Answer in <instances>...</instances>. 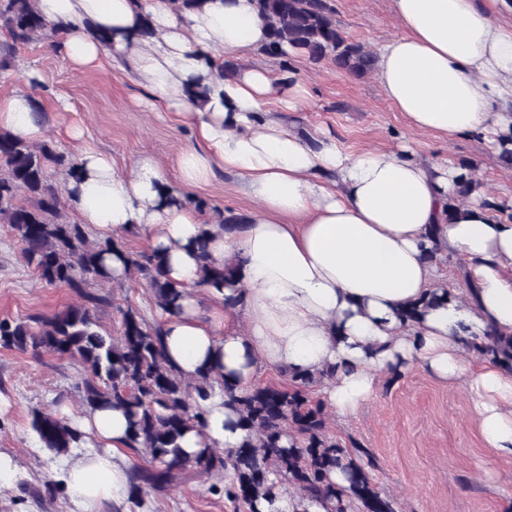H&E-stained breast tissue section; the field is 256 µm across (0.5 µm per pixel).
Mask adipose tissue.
<instances>
[{"mask_svg":"<svg viewBox=\"0 0 512 512\" xmlns=\"http://www.w3.org/2000/svg\"><path fill=\"white\" fill-rule=\"evenodd\" d=\"M58 30L74 70L124 62L157 109L190 125L202 150L183 152L172 184L151 152L118 168L94 149L80 151L67 197L83 223L103 236H145L163 255L166 277L183 291L166 315L165 356L187 380L208 377L204 435L182 446L236 448L249 438L230 392L253 386L262 370L317 374L327 411L353 416L393 370L417 364L462 382L483 440L512 457V372L468 350L471 342L512 335V224L472 198L457 210L458 169L422 160L409 141L392 149H341L322 130L303 134L274 117L300 111L309 92L294 76L258 65L217 75L215 64L260 53L269 27L255 0H206L179 10L176 0H33ZM398 32L379 48L374 74L384 97L414 133L451 141L490 135L512 150V0H391ZM32 99L0 97V128L38 144L46 128ZM236 172L255 207L237 231L203 221L185 190L214 169ZM207 237L214 264L234 279L209 285L211 322L197 315L202 279L195 243ZM459 256L473 285L404 324L401 313L446 286L426 259L429 248ZM241 316L230 328L229 317ZM122 410L86 413L80 428L104 451L69 461L66 484L83 512L125 499L128 471Z\"/></svg>","mask_w":512,"mask_h":512,"instance_id":"adipose-tissue-1","label":"adipose tissue"}]
</instances>
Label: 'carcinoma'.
I'll return each mask as SVG.
<instances>
[{
    "instance_id": "cac0c4a2",
    "label": "carcinoma",
    "mask_w": 512,
    "mask_h": 512,
    "mask_svg": "<svg viewBox=\"0 0 512 512\" xmlns=\"http://www.w3.org/2000/svg\"><path fill=\"white\" fill-rule=\"evenodd\" d=\"M256 4L270 26L265 55L286 59L292 52L314 62L330 57L336 67L355 75L373 68V54L348 42L329 0ZM0 26L8 35L0 44V71L11 67L16 48L38 40L53 43L58 37L56 27L34 9L32 0H0ZM53 167L62 169V181L52 179ZM77 169L78 163L65 161L52 142L31 144L0 129V222L10 226L22 244L24 261L42 282L64 285L83 298L52 316L1 319L0 346L78 360L84 369L79 388L87 408L123 410L128 421L126 447L144 458V465L129 471L130 497L145 490L164 491L189 467L207 474L231 469L235 481L224 487V496L250 510L258 498L272 502L281 490L292 488L302 500H321L327 512H348L353 503L362 512H396L394 498L373 483L374 462L367 449L354 440L348 448L337 442L329 433L325 406L309 397V386L331 376L330 371L292 375L231 395L242 426L255 432L256 440L222 450L203 442L195 453L185 452L184 436L191 431L200 435L207 425L199 399L206 397L208 378L194 383L168 365L160 326L146 323L131 309L121 311L119 335L100 331L96 312L112 298L86 288L92 281L112 283L103 254L114 243H89L83 225L68 222L63 214L65 186ZM458 180L461 198L481 187L465 166ZM196 246L204 262L202 284L233 279L231 266L208 263L206 239ZM124 263L127 277L144 280L164 312L179 309L181 291L163 278L161 256L127 251ZM470 349L512 370V336H498L489 346L474 343ZM31 427L44 448L55 453L78 446L82 438L77 427L58 414L36 412ZM334 470L345 474L347 487L330 482Z\"/></svg>"
}]
</instances>
